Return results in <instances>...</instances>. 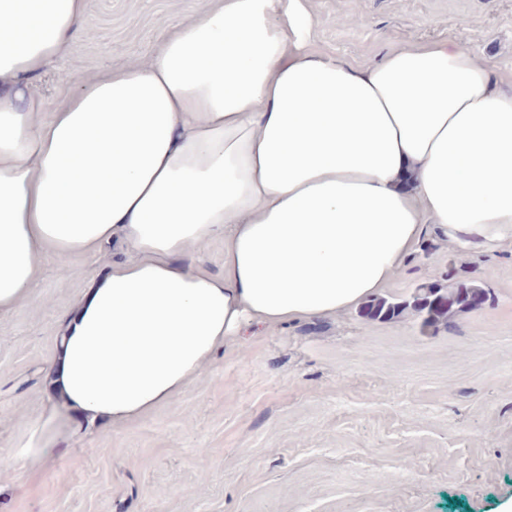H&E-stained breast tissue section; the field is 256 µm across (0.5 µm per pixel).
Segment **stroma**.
Here are the masks:
<instances>
[{
	"mask_svg": "<svg viewBox=\"0 0 512 512\" xmlns=\"http://www.w3.org/2000/svg\"><path fill=\"white\" fill-rule=\"evenodd\" d=\"M199 0H89L75 37L33 85L47 109L75 78L150 55ZM317 44L360 62L450 40L512 77V0H312ZM120 243L53 260L0 314V448L54 401L47 362L63 318ZM475 280L489 296L448 324L351 310L247 331L179 396L137 422H100L23 476L0 466V512H512V250L421 241L383 289ZM207 458H200V450Z\"/></svg>",
	"mask_w": 512,
	"mask_h": 512,
	"instance_id": "35a3bbf8",
	"label": "stroma"
}]
</instances>
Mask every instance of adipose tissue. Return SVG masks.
I'll return each instance as SVG.
<instances>
[{"label":"adipose tissue","instance_id":"adipose-tissue-1","mask_svg":"<svg viewBox=\"0 0 512 512\" xmlns=\"http://www.w3.org/2000/svg\"><path fill=\"white\" fill-rule=\"evenodd\" d=\"M311 0H204L144 61L54 110L32 82L88 0H0V313L119 241L48 374L59 400L0 450L23 465L87 424L128 426L250 327L379 293L427 233L512 246V91L452 41L360 64L314 44ZM224 238V272L196 251Z\"/></svg>","mask_w":512,"mask_h":512}]
</instances>
